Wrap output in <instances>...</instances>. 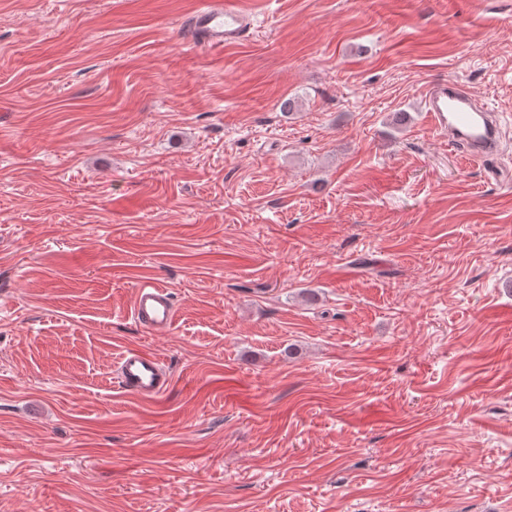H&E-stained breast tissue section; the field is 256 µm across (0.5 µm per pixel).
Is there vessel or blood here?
Listing matches in <instances>:
<instances>
[{
  "mask_svg": "<svg viewBox=\"0 0 512 512\" xmlns=\"http://www.w3.org/2000/svg\"><path fill=\"white\" fill-rule=\"evenodd\" d=\"M253 28V17L241 9L237 0H206L191 16L184 38L198 48H221L244 41ZM425 102L435 131L447 138L449 146L480 161L497 156L500 126L495 115L462 85L452 80L430 84ZM132 315L146 331L170 329L176 316L170 291L155 282L140 285ZM116 372L126 391L144 398L158 395L168 384L162 361L141 351L122 353Z\"/></svg>",
  "mask_w": 512,
  "mask_h": 512,
  "instance_id": "1",
  "label": "vessel or blood"
}]
</instances>
